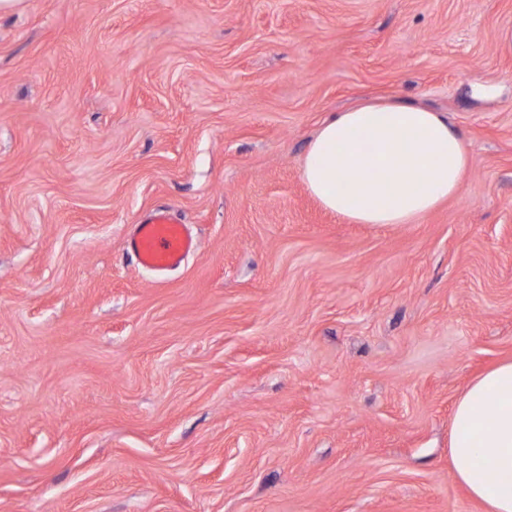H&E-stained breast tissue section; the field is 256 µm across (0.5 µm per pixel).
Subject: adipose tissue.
<instances>
[{"instance_id":"adipose-tissue-1","label":"adipose tissue","mask_w":512,"mask_h":512,"mask_svg":"<svg viewBox=\"0 0 512 512\" xmlns=\"http://www.w3.org/2000/svg\"><path fill=\"white\" fill-rule=\"evenodd\" d=\"M443 113L369 103L326 118L301 166L306 189L353 224H414L454 197L468 171ZM459 480L492 512H512V361L476 379L454 410L449 443Z\"/></svg>"}]
</instances>
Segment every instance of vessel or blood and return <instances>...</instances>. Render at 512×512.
I'll use <instances>...</instances> for the list:
<instances>
[{"mask_svg": "<svg viewBox=\"0 0 512 512\" xmlns=\"http://www.w3.org/2000/svg\"><path fill=\"white\" fill-rule=\"evenodd\" d=\"M129 247L138 263L155 272L179 267L197 243L187 225L167 213H157L137 225Z\"/></svg>", "mask_w": 512, "mask_h": 512, "instance_id": "vessel-or-blood-1", "label": "vessel or blood"}]
</instances>
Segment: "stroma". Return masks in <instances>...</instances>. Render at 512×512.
I'll return each instance as SVG.
<instances>
[{"mask_svg":"<svg viewBox=\"0 0 512 512\" xmlns=\"http://www.w3.org/2000/svg\"><path fill=\"white\" fill-rule=\"evenodd\" d=\"M512 0H24L0 13V512H489L456 402L512 360ZM370 100L469 170L414 224L301 159ZM166 209L198 250L128 247Z\"/></svg>","mask_w":512,"mask_h":512,"instance_id":"1","label":"stroma"}]
</instances>
